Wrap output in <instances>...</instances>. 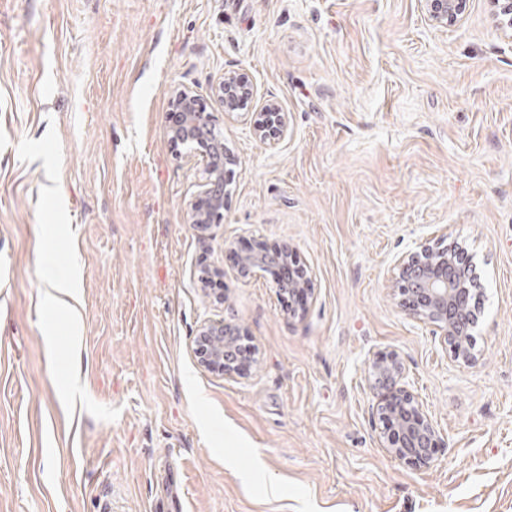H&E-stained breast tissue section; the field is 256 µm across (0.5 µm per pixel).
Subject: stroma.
Masks as SVG:
<instances>
[{"instance_id":"obj_1","label":"stroma","mask_w":512,"mask_h":512,"mask_svg":"<svg viewBox=\"0 0 512 512\" xmlns=\"http://www.w3.org/2000/svg\"><path fill=\"white\" fill-rule=\"evenodd\" d=\"M236 71L290 131L267 147L212 102L237 164L204 239L168 100ZM443 230L477 263L471 366L387 282ZM257 241L313 298L238 273ZM52 266L76 322L43 302ZM208 319L245 326L250 369L198 366ZM377 351L446 443L430 468L378 445ZM0 512H512V39L488 0L448 27L422 0H0ZM283 260L284 262H288V266H281L280 272L273 271L276 277H285L288 275V283H282L278 280H275V285L277 288V291L279 295L284 294L286 290H288V293L286 295L290 298H301L303 295L300 292L297 291H308L311 288L310 282L311 278L307 275V270L303 267H301L299 264L295 265V269L292 268V262L295 263V260L293 259V255L289 250H286L283 252Z\"/></svg>"}]
</instances>
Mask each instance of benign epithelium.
<instances>
[{"instance_id":"7a95c632","label":"benign epithelium","mask_w":512,"mask_h":512,"mask_svg":"<svg viewBox=\"0 0 512 512\" xmlns=\"http://www.w3.org/2000/svg\"><path fill=\"white\" fill-rule=\"evenodd\" d=\"M428 21L433 25H453L464 15L468 0H424ZM497 30L512 39V0H489ZM215 101L228 114L249 121L254 135L275 147L288 134V113L273 101L257 112L250 111L255 98L252 80L246 72H232L219 78L212 88ZM168 140L175 149L187 148L206 156L213 148L210 134L216 129L206 100L190 88L172 91L169 107ZM231 170L218 162L205 168L202 190L186 208V223L202 235L218 223L224 211V186ZM442 232L416 245L395 260L389 269L391 288L398 291L399 303L408 316L433 327V334L449 348L451 359L464 366L475 361L469 340L476 321L463 318L471 283L477 281L471 259L457 243H447ZM265 258L261 246L244 254L239 270L251 274ZM311 278L300 265L288 269V282L275 281L278 293L308 291ZM247 338L246 330L222 320H206L198 328L192 347L200 367L233 377L239 366L227 361L228 352ZM367 380L377 401L373 414L381 423L378 442L392 457L415 469L428 468L446 447L430 415L409 389L403 361L396 352H374L367 360Z\"/></svg>"}]
</instances>
